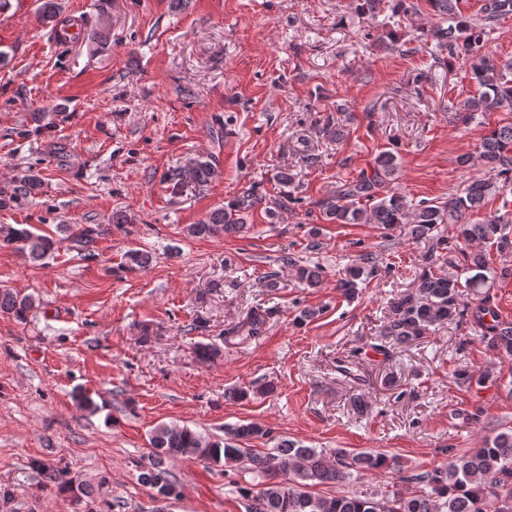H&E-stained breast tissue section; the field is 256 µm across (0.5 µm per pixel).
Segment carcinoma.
Listing matches in <instances>:
<instances>
[{
    "label": "carcinoma",
    "mask_w": 512,
    "mask_h": 512,
    "mask_svg": "<svg viewBox=\"0 0 512 512\" xmlns=\"http://www.w3.org/2000/svg\"><path fill=\"white\" fill-rule=\"evenodd\" d=\"M433 11L448 22L429 29L435 47L452 58L471 59V79L483 88L479 97L465 105L458 120L467 124L476 115L505 105L512 106V79L498 69L489 54L482 51L487 31L512 14V0H483L477 20L462 15L459 0H428ZM479 157L488 177L468 181L462 193L446 201L420 200L415 204L395 188L399 177L397 155L384 151L377 156L370 170L336 186V191L318 203L323 219L330 224H375L392 230L403 224L410 226L414 239L431 238L435 248L448 249V238L437 234L442 224L459 225L464 243L480 242L500 252L512 249L507 232L509 220L503 215H488L477 224L468 222L479 212L487 196L512 187V125H504L484 136ZM210 164L198 160L192 171H172L170 180L176 185L190 178L198 183L209 174ZM41 181L30 175L11 190L0 189V207L26 199L40 188ZM255 203L248 193L209 213L199 224H191L187 234L192 237H214L236 234L245 228L243 213ZM64 230L77 248L89 249L96 230L80 224H65ZM0 247L13 248L35 261L46 258L53 241L46 235L21 227L0 226ZM455 258L469 273L465 281L452 276H439L425 269L417 278L415 291L401 294L390 302L392 317L383 325L371 348L390 358L437 327L457 317L470 315L481 329L488 349L512 357V322L499 320L489 305L487 288L496 279L512 278V267L489 266L484 251L471 252L453 247ZM283 263L296 266L295 275L306 288H316L323 278V269L295 265L286 257ZM382 275V267L370 251H362L337 280L336 288L347 298L358 294L359 285ZM35 307L30 296H22L7 288L0 289V313L26 319ZM273 315L270 308L253 307L241 321L224 330V340L245 332L256 336ZM268 436V431L254 423L240 424L224 431V440H210L188 427L159 425L150 436L154 460L141 472L139 480L152 490L168 488L179 495L164 467L165 460L186 454L228 468H242L259 479L256 484L239 488L247 501L246 512H512V430L501 432L463 455H452L448 463L423 472H406L396 456L384 453L327 451L308 448L292 441H283L274 451L259 454L245 443ZM35 467L45 482L61 491L75 492L77 503L91 501L94 486L71 476V472L51 463L38 461ZM366 473L393 474L409 489H394L378 496L373 492L348 489ZM334 485L340 491L333 496H318L312 489Z\"/></svg>",
    "instance_id": "cac0c4a2"
}]
</instances>
